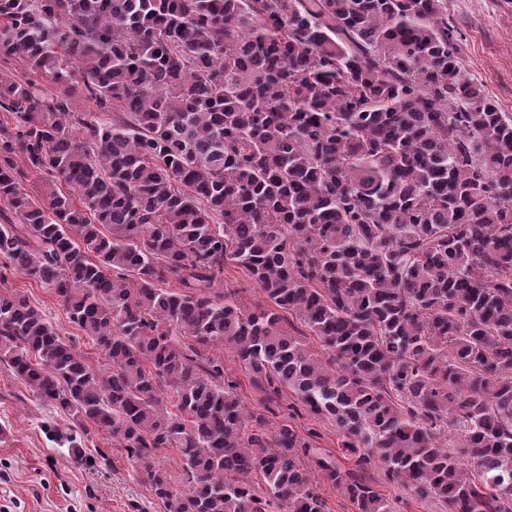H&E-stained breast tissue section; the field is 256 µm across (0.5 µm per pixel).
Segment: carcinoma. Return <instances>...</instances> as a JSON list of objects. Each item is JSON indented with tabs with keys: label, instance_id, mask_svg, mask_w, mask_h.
Listing matches in <instances>:
<instances>
[{
	"label": "carcinoma",
	"instance_id": "cac0c4a2",
	"mask_svg": "<svg viewBox=\"0 0 512 512\" xmlns=\"http://www.w3.org/2000/svg\"><path fill=\"white\" fill-rule=\"evenodd\" d=\"M0 60L24 70H0V284L51 289L104 356L0 292V360L72 419L50 441L80 462L97 427L164 512H325L317 475L394 512L368 465L512 512V115L463 75L447 0H0ZM222 348L356 469L248 410ZM236 288L239 295L247 305H256L260 301H264L260 289L249 278L241 275L233 266L226 265V274H224V289ZM292 423L302 436H307L309 429L319 433L321 438H313L316 445L332 453L336 463L341 466L343 471L354 468V458L351 457L347 450L340 447L336 431L328 422L315 419L309 414H304L303 416L296 417Z\"/></svg>",
	"mask_w": 512,
	"mask_h": 512
}]
</instances>
